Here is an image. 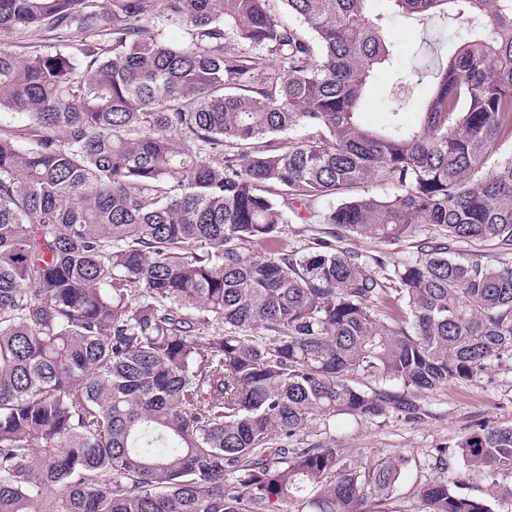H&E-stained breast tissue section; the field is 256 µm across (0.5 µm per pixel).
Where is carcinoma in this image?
Returning a JSON list of instances; mask_svg holds the SVG:
<instances>
[{"instance_id":"1","label":"carcinoma","mask_w":512,"mask_h":512,"mask_svg":"<svg viewBox=\"0 0 512 512\" xmlns=\"http://www.w3.org/2000/svg\"><path fill=\"white\" fill-rule=\"evenodd\" d=\"M274 2L0 0V34L71 33L0 48V512H370L406 460L346 459L336 417L413 418L512 360V157L486 169L512 0H389L469 33L400 72L434 86L379 129L360 107L396 51L366 0H282L305 30ZM371 177L393 192L350 195ZM294 216L333 231L250 253ZM455 448L492 494L512 478V426ZM419 496L492 512L446 480ZM153 31L160 33L164 40L181 44L187 40V33L185 28L172 20L163 17H157L151 22ZM55 36H51V34L46 35V37H29L24 38L22 35H18L15 33L3 34L0 36V43L2 42L6 47H9L13 52L18 55L26 56L30 52L34 50L43 49V45H49L56 43V39L48 40L45 38H52ZM40 38V39H37ZM45 39V40H44ZM345 246L362 254H378V252L390 253L396 259H401L408 255L413 248L409 243L412 241H402L396 244H387L379 240H370L355 235H349L346 238Z\"/></svg>"}]
</instances>
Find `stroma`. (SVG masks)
<instances>
[{
	"label": "stroma",
	"instance_id": "obj_1",
	"mask_svg": "<svg viewBox=\"0 0 512 512\" xmlns=\"http://www.w3.org/2000/svg\"><path fill=\"white\" fill-rule=\"evenodd\" d=\"M367 9L370 15L385 17V34L396 48L397 64L377 73L367 92L365 110L376 123L385 122L394 112L411 119L418 102L428 94L430 82L425 79L404 93H396L398 70L420 61L424 39H438V48L445 55L465 34L451 29L440 32L433 24L394 15L389 0H368ZM421 407L412 420L394 414L358 424L340 419L332 432L345 458L359 464L388 456L407 458L403 479L386 502V512H423L418 491L436 479L460 483L463 493L485 496L488 481L482 474L460 469L453 462L438 464L437 451L453 448L478 422L512 425V361L493 367L488 375L473 382L451 384L423 397Z\"/></svg>",
	"mask_w": 512,
	"mask_h": 512
}]
</instances>
